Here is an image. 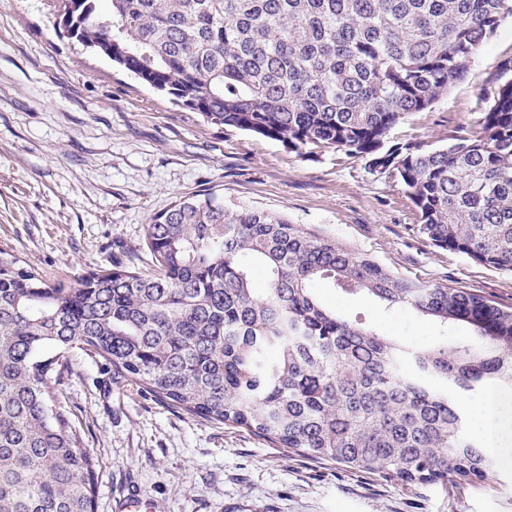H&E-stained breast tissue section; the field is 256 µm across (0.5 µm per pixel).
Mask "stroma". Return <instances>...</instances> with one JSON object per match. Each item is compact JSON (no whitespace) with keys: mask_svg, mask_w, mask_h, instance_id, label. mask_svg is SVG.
<instances>
[{"mask_svg":"<svg viewBox=\"0 0 512 512\" xmlns=\"http://www.w3.org/2000/svg\"><path fill=\"white\" fill-rule=\"evenodd\" d=\"M511 58L510 16L470 75L409 114L394 138L429 150L469 133L480 85ZM192 196L285 215L404 277L512 305V273L435 246L402 184L366 159L211 126L69 38L53 0H0V245L54 280L117 260L146 271L150 218ZM315 288L338 312L410 345L440 338L453 348L466 334L326 281ZM51 387L96 461L95 512H115L129 489L152 512H512V469L404 486L186 413L80 351Z\"/></svg>","mask_w":512,"mask_h":512,"instance_id":"1","label":"stroma"}]
</instances>
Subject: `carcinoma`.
I'll return each instance as SVG.
<instances>
[{"label": "carcinoma", "instance_id": "carcinoma-1", "mask_svg": "<svg viewBox=\"0 0 512 512\" xmlns=\"http://www.w3.org/2000/svg\"><path fill=\"white\" fill-rule=\"evenodd\" d=\"M98 2L55 0L59 25L215 127L367 159L434 245L512 272V69L484 91L476 134L387 145L470 74L512 0ZM145 244L151 269L114 264L73 286L0 247V512H94L93 458L49 386L73 349L307 457L407 486L495 474L456 396L512 391V306L211 197L151 217ZM319 280L470 334L451 351L403 344L324 304Z\"/></svg>", "mask_w": 512, "mask_h": 512}]
</instances>
